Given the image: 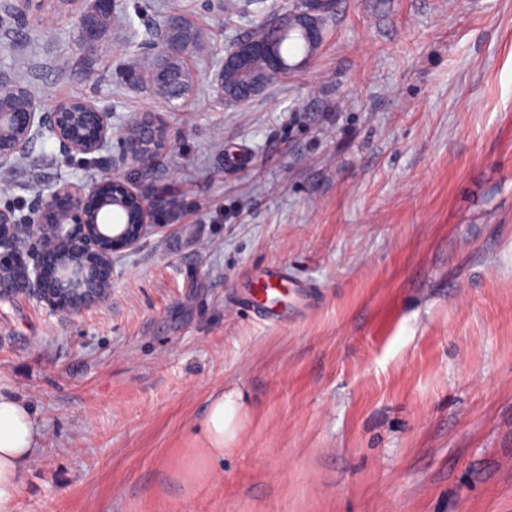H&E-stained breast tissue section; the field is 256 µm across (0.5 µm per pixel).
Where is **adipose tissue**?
<instances>
[{
    "mask_svg": "<svg viewBox=\"0 0 512 512\" xmlns=\"http://www.w3.org/2000/svg\"><path fill=\"white\" fill-rule=\"evenodd\" d=\"M243 410L242 395L229 390L213 396L194 428L207 464L224 458L237 436ZM39 443L35 417L15 395L0 391V512H12L21 477Z\"/></svg>",
    "mask_w": 512,
    "mask_h": 512,
    "instance_id": "adipose-tissue-1",
    "label": "adipose tissue"
}]
</instances>
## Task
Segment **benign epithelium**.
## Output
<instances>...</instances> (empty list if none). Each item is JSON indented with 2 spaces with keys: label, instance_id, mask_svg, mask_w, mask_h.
I'll use <instances>...</instances> for the list:
<instances>
[{
  "label": "benign epithelium",
  "instance_id": "1",
  "mask_svg": "<svg viewBox=\"0 0 512 512\" xmlns=\"http://www.w3.org/2000/svg\"><path fill=\"white\" fill-rule=\"evenodd\" d=\"M321 0H302L296 14L301 26L312 33ZM262 57L269 60L270 74L281 69L272 44L243 42L237 53H228L244 65ZM17 129L22 136L0 142V166L25 152L35 138L49 137L69 151L91 155L112 140V115L93 102L70 98L45 111L26 98L25 105L0 111V130ZM156 131L155 120H145L139 136L123 137L124 157L143 167L154 161L157 150L143 140L144 131ZM163 228L154 223L152 208L136 187L120 178L89 185L63 184L49 195L37 224H20L10 211L0 210V273L11 275L8 287H0V304H11L25 293L55 312H76L105 301L112 291V257L132 251L148 234Z\"/></svg>",
  "mask_w": 512,
  "mask_h": 512
}]
</instances>
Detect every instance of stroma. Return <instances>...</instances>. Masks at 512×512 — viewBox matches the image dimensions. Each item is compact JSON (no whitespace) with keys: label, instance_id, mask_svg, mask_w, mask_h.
I'll use <instances>...</instances> for the list:
<instances>
[{"label":"stroma","instance_id":"35a3bbf8","mask_svg":"<svg viewBox=\"0 0 512 512\" xmlns=\"http://www.w3.org/2000/svg\"><path fill=\"white\" fill-rule=\"evenodd\" d=\"M240 2L116 0L210 44L176 111L129 82L122 24L90 73L79 5L38 25L0 0V77L166 128L148 167L35 141L0 209L30 224L51 187L121 176L169 213L107 302L0 304V388L40 435L14 512H512V0H334L306 64L228 104L217 59L298 0ZM277 265L274 324L238 299ZM229 386L240 429L208 475L193 427Z\"/></svg>","mask_w":512,"mask_h":512}]
</instances>
